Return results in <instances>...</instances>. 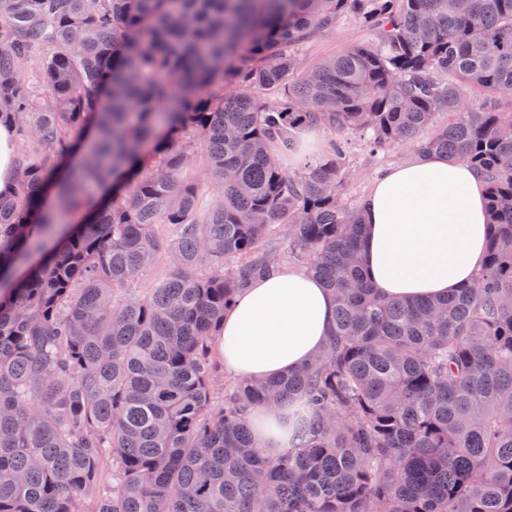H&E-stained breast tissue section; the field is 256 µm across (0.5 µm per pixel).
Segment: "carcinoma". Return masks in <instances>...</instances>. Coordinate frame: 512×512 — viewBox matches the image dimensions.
<instances>
[{"mask_svg": "<svg viewBox=\"0 0 512 512\" xmlns=\"http://www.w3.org/2000/svg\"><path fill=\"white\" fill-rule=\"evenodd\" d=\"M349 13L375 43L300 70ZM511 93L512 0H0V117L22 145L0 198V512H512ZM303 125L467 163L489 212L473 286L377 296L345 142L272 160ZM197 148L206 206L181 179ZM282 230L334 294L332 333L216 409L224 310ZM162 251L168 275L116 298ZM282 400L309 420L267 458L252 412Z\"/></svg>", "mask_w": 512, "mask_h": 512, "instance_id": "carcinoma-1", "label": "carcinoma"}]
</instances>
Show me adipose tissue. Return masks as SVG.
Listing matches in <instances>:
<instances>
[{
  "label": "adipose tissue",
  "instance_id": "obj_1",
  "mask_svg": "<svg viewBox=\"0 0 512 512\" xmlns=\"http://www.w3.org/2000/svg\"><path fill=\"white\" fill-rule=\"evenodd\" d=\"M486 189L465 163L431 154L389 169L365 205L362 268L391 300L440 298L469 286L487 247ZM336 301L312 273L286 269L256 280L224 313V367L237 380L298 370L326 345ZM260 451L283 456L302 431L287 403L255 409Z\"/></svg>",
  "mask_w": 512,
  "mask_h": 512
}]
</instances>
